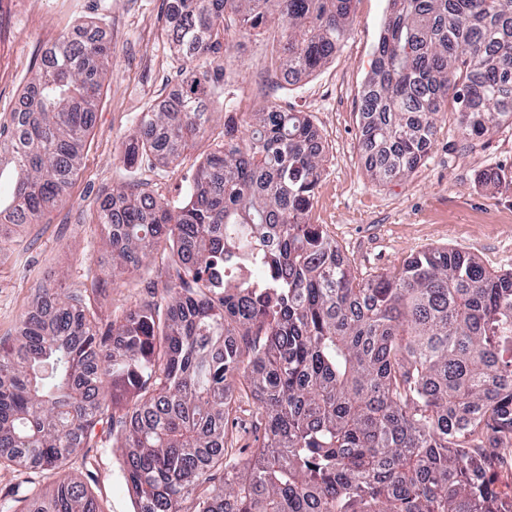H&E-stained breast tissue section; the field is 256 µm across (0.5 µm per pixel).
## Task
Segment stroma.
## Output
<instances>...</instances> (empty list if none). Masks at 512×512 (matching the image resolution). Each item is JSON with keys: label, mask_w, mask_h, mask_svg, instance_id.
<instances>
[{"label": "stroma", "mask_w": 512, "mask_h": 512, "mask_svg": "<svg viewBox=\"0 0 512 512\" xmlns=\"http://www.w3.org/2000/svg\"><path fill=\"white\" fill-rule=\"evenodd\" d=\"M171 0H12L0 13V125L10 126L20 98L46 52L63 36L97 25L112 44L108 70L87 134L80 167L66 188L65 202L38 224L6 230L0 237V342L17 336L23 316L37 307L40 288H86L88 273L104 281L101 303L120 312L147 298L165 264L155 255L142 269L112 277V254L95 222L102 200L130 180L142 181L159 199L176 198L205 153L224 135L228 112H255L274 103L310 115L324 144L323 171L311 221L323 225L342 257L360 277L399 266L429 249H459L490 271L512 270V126L470 151H462L452 117H443L426 162L409 177L370 180L360 147V112L365 82L387 0H356L350 33L336 55L313 75L285 83L275 73L277 25L258 33L231 34L224 56V81L208 104L202 140L172 163L127 167L123 144L138 113L174 97L181 89V64L163 27ZM503 170L505 181L487 183L484 171ZM229 388L240 408L229 425L234 445L256 448L253 398L239 381ZM81 481L101 512H133L118 449L111 441L86 448L57 475L23 469L0 479V504L16 512L17 501L55 476Z\"/></svg>", "instance_id": "obj_1"}]
</instances>
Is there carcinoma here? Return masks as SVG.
I'll list each match as a JSON object with an SVG mask.
<instances>
[{"instance_id": "1", "label": "carcinoma", "mask_w": 512, "mask_h": 512, "mask_svg": "<svg viewBox=\"0 0 512 512\" xmlns=\"http://www.w3.org/2000/svg\"><path fill=\"white\" fill-rule=\"evenodd\" d=\"M363 95L375 180L422 164L452 113L464 148L512 125V0H387ZM355 0H172L163 28L185 63L177 99L137 115L133 166L175 160L207 131L230 32L271 17L276 71L310 75L350 31ZM110 43L64 38L0 129V225L65 201L108 72ZM224 119L181 199L131 182L98 212L112 279L162 252L160 299L105 314L91 288H44L42 312L0 345V471H51L98 443L123 449L136 512H512L494 487L512 461V272L432 249L357 278L309 221L317 131L267 105ZM107 330H102V327ZM258 399L261 446L229 442L228 380ZM21 512H100L58 480Z\"/></svg>"}]
</instances>
